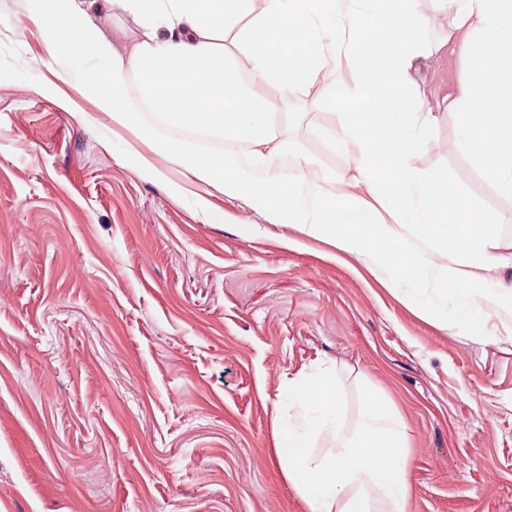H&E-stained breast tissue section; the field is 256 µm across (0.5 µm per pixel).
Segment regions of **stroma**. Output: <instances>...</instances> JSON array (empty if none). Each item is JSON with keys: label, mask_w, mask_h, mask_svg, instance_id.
Returning a JSON list of instances; mask_svg holds the SVG:
<instances>
[{"label": "stroma", "mask_w": 512, "mask_h": 512, "mask_svg": "<svg viewBox=\"0 0 512 512\" xmlns=\"http://www.w3.org/2000/svg\"><path fill=\"white\" fill-rule=\"evenodd\" d=\"M418 76L437 105L411 162L448 179L512 253V197L455 150L447 108L466 69L443 45ZM25 0H0V512H303L275 453L290 378L335 363L346 421L359 376L406 415L412 512H512V337L424 317L402 285L212 196L223 223L144 179L133 137L57 81ZM341 109L298 100L284 161L347 166ZM112 149H104L102 139ZM299 239L295 249L284 239Z\"/></svg>", "instance_id": "35a3bbf8"}]
</instances>
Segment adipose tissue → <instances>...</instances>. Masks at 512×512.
Listing matches in <instances>:
<instances>
[{
	"label": "adipose tissue",
	"instance_id": "1",
	"mask_svg": "<svg viewBox=\"0 0 512 512\" xmlns=\"http://www.w3.org/2000/svg\"><path fill=\"white\" fill-rule=\"evenodd\" d=\"M467 68L448 102L456 149L512 194V0H433ZM131 15V44L115 46L99 15ZM47 61L63 64L113 124L146 143L129 151L146 179L191 201L206 223L224 221L209 198L231 201L308 238L368 259L413 284L404 296L431 317L468 324L512 316V267L490 237L491 212L463 218L448 181L414 166L435 115L416 75L432 25L416 0H26ZM340 102L332 144L346 170L285 183L278 130L302 96ZM194 130L227 143L220 153L174 138ZM180 168L170 179L159 160ZM347 432L336 370L318 365L288 381L276 456L305 512H411L410 426L390 395L367 390ZM333 447H319L322 437Z\"/></svg>",
	"mask_w": 512,
	"mask_h": 512
}]
</instances>
